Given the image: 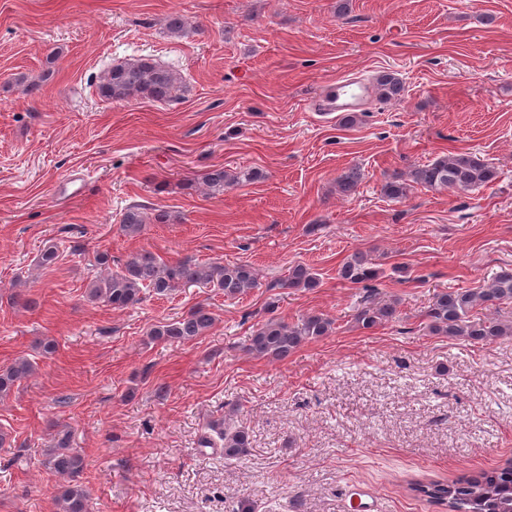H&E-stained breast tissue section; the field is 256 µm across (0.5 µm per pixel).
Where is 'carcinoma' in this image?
Instances as JSON below:
<instances>
[{"label": "carcinoma", "instance_id": "1", "mask_svg": "<svg viewBox=\"0 0 512 512\" xmlns=\"http://www.w3.org/2000/svg\"><path fill=\"white\" fill-rule=\"evenodd\" d=\"M179 74L149 59L116 61L101 77L97 90L108 101L149 99L165 102L179 89ZM375 91L383 100L401 96L402 79L394 72L384 71L374 79ZM497 177L496 169L470 152L443 154L434 161L415 168L410 179L393 176L386 180L381 190L393 200L407 196L410 183L429 190L453 189L468 192L482 188ZM257 178L253 171L229 173L215 168L206 173L203 183L211 195H220L236 183ZM359 169L351 167L336 177V186L344 196L353 194L361 182ZM147 218L138 206L129 207L123 214L120 228L128 236L141 233ZM95 263L104 274L87 286V295L114 310H124L141 303L149 294L166 296L171 292L191 286L213 285L224 291L227 298H236L260 286L255 269L249 264L224 265L219 262L177 260L164 262L148 251L129 256L120 269L112 270V255L98 251ZM340 277L352 284H362L368 294L357 310L356 321L364 329H373L400 318L397 303H387L377 298L370 282L380 276V271L362 252L351 256L341 267ZM320 286L317 273L297 264L288 268L283 277L268 284L270 288L313 290ZM512 304V268H502L481 288L446 290L435 294L428 306L426 317L429 329L435 335L474 344H490L505 336H512V320L500 316L498 308ZM484 307L494 312L477 317L475 309ZM216 318L200 305L186 314L167 319L149 332L153 341L181 343L208 332ZM333 320L322 313L309 314L293 324L282 319H269L254 331L246 346L256 358L283 361L305 342L325 336L332 329ZM34 370L33 364L19 359L0 368V398L11 393L16 384ZM208 448L224 449V458L240 459L250 448L247 428L215 419L209 423V432L201 437ZM44 465L61 477L65 484L54 497L57 512H88L89 496L79 481L85 465L83 454L73 447L72 433L67 431L54 436V445L45 452ZM415 491L430 501L445 506L448 512H512V461L503 467L478 477L461 476L454 482L433 481L419 484Z\"/></svg>", "mask_w": 512, "mask_h": 512}]
</instances>
